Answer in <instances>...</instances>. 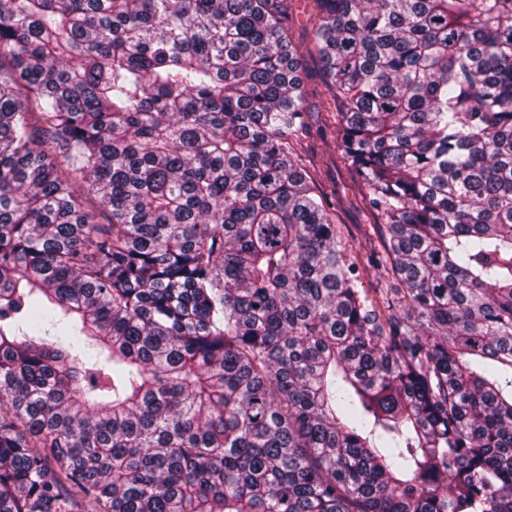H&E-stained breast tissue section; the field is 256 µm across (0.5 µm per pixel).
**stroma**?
I'll return each mask as SVG.
<instances>
[{"label":"stroma","mask_w":512,"mask_h":512,"mask_svg":"<svg viewBox=\"0 0 512 512\" xmlns=\"http://www.w3.org/2000/svg\"><path fill=\"white\" fill-rule=\"evenodd\" d=\"M317 16L309 0H292L288 35L303 51L300 76L303 81L306 128L298 138L304 164L311 170L320 193L335 199L332 217L343 232L361 236L367 232L373 219L356 208L359 187L353 172L345 165L337 148L334 128H322L318 120L326 111L331 92L325 79L322 62L315 47Z\"/></svg>","instance_id":"stroma-1"}]
</instances>
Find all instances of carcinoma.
Listing matches in <instances>:
<instances>
[{
  "instance_id": "cac0c4a2",
  "label": "carcinoma",
  "mask_w": 512,
  "mask_h": 512,
  "mask_svg": "<svg viewBox=\"0 0 512 512\" xmlns=\"http://www.w3.org/2000/svg\"><path fill=\"white\" fill-rule=\"evenodd\" d=\"M289 2L0 0V512H512V0H311L376 241ZM316 13L312 12L309 0H292L291 20L288 35L292 42L303 51L300 60V76L303 81L304 108L307 112V127L297 137L302 142L298 146L303 163L316 179L317 191L336 198V211L332 218L341 226L342 232L361 237L364 232L372 233L369 224H373L370 215L360 212L354 206L357 203L359 187L353 172L345 165L337 148L335 127L320 128L319 118L327 116L328 100L331 92L325 79L322 62L315 47ZM334 111L332 105L329 109Z\"/></svg>"
}]
</instances>
